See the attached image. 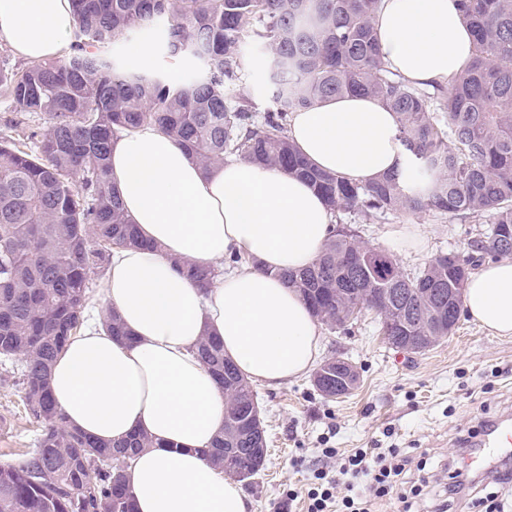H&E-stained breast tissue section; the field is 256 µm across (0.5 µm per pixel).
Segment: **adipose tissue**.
<instances>
[{"label": "adipose tissue", "instance_id": "ef3b65f1", "mask_svg": "<svg viewBox=\"0 0 512 512\" xmlns=\"http://www.w3.org/2000/svg\"><path fill=\"white\" fill-rule=\"evenodd\" d=\"M72 28L71 0H0V34L22 58L59 57ZM374 28L386 66L421 86L452 82L473 58L457 0H381ZM397 127L379 100L346 96L293 113L288 136L313 167L364 183L398 167ZM110 164L125 213L157 248L113 253L100 297L129 337L74 336L52 368V398L93 439L152 438L126 470L134 512H250L239 483L204 456L227 397L193 349L204 335L221 338L239 372L270 388L307 374L319 324L277 273L316 262L331 213L307 181L281 170L234 158L202 171L150 124L121 134ZM233 251L246 264L205 291L176 264L211 266ZM463 302L481 328L511 336L512 261L479 267Z\"/></svg>", "mask_w": 512, "mask_h": 512}]
</instances>
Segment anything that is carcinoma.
<instances>
[{"mask_svg":"<svg viewBox=\"0 0 512 512\" xmlns=\"http://www.w3.org/2000/svg\"><path fill=\"white\" fill-rule=\"evenodd\" d=\"M380 0H72L66 55L21 72L0 68V97L16 116L0 137V387L18 385L40 424L29 449L0 464V512H133L128 462L154 442L133 435L100 443L68 427L49 376L69 338L85 328L96 279L112 251L142 243L109 179L114 134L152 124L203 170L237 157L308 180L331 213L369 224L387 213L492 216L491 246L462 260L436 255L414 274L385 248L332 223L310 267L280 274L319 323L350 331L353 305L368 303L382 336L448 335V289L476 262L512 255V0H458L474 39L471 66L451 85L415 86L386 67L373 27ZM156 22L162 48L191 57L198 73L173 82L126 67L113 48ZM272 61L273 106L257 115L243 48ZM379 99L398 117L404 161L367 183L319 171L287 136L291 113L332 97ZM32 117L45 126L35 130ZM201 288L218 271L188 260ZM197 356L227 394L224 430L207 451L255 463L264 430L242 424L257 400L251 382L213 336Z\"/></svg>","mask_w":512,"mask_h":512,"instance_id":"cac0c4a2","label":"carcinoma"}]
</instances>
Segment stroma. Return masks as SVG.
I'll list each match as a JSON object with an SVG mask.
<instances>
[{
  "label": "stroma",
  "mask_w": 512,
  "mask_h": 512,
  "mask_svg": "<svg viewBox=\"0 0 512 512\" xmlns=\"http://www.w3.org/2000/svg\"><path fill=\"white\" fill-rule=\"evenodd\" d=\"M407 224L422 228L423 248L390 240V232ZM490 224L487 215L426 212L388 214L357 226L362 241L388 249L411 272L441 252L471 254L472 240ZM339 354L360 371L357 388L345 398L322 399L307 376L274 390L257 386L268 457L246 488L252 512H283L287 490L305 491L319 464L318 439L328 429L336 431L330 444L339 452L391 445L415 458L425 450L431 465L444 470L456 454L459 431L512 411V336L491 335L466 315L430 350L404 355L385 342L367 312L350 333L322 329V358ZM21 396V387L0 388V463L17 459L38 428Z\"/></svg>",
  "instance_id": "1"
}]
</instances>
